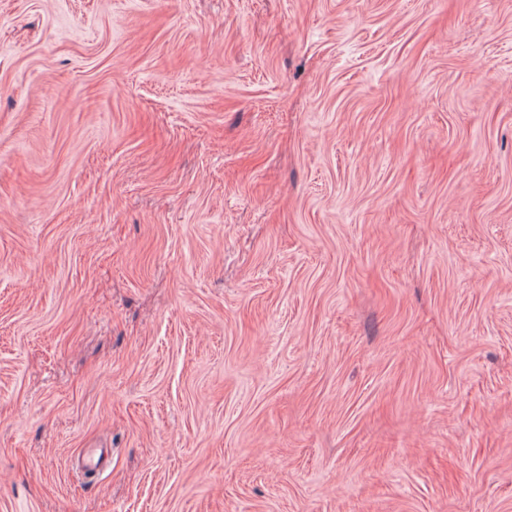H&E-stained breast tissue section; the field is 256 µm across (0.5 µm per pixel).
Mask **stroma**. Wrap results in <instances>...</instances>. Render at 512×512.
Instances as JSON below:
<instances>
[{
    "label": "stroma",
    "instance_id": "obj_1",
    "mask_svg": "<svg viewBox=\"0 0 512 512\" xmlns=\"http://www.w3.org/2000/svg\"><path fill=\"white\" fill-rule=\"evenodd\" d=\"M0 512H512V0H0Z\"/></svg>",
    "mask_w": 512,
    "mask_h": 512
}]
</instances>
